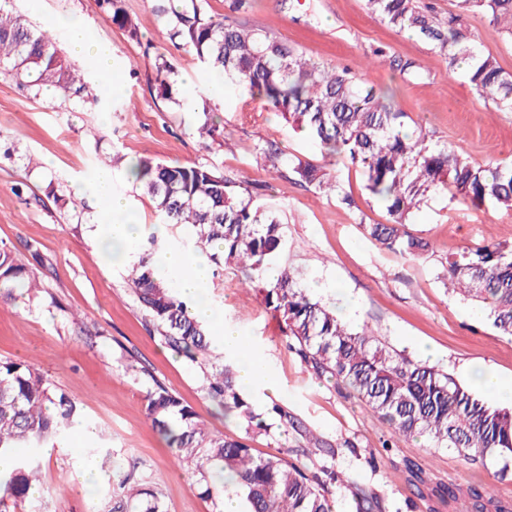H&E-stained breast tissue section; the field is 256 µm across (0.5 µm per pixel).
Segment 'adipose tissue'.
Masks as SVG:
<instances>
[{
    "label": "adipose tissue",
    "mask_w": 512,
    "mask_h": 512,
    "mask_svg": "<svg viewBox=\"0 0 512 512\" xmlns=\"http://www.w3.org/2000/svg\"><path fill=\"white\" fill-rule=\"evenodd\" d=\"M59 24L67 31L73 54L90 57L100 75L111 73L113 50L110 44L96 41L79 17L60 19ZM142 233V224L131 220L115 221L106 224L104 242L113 258L129 261L136 255V245ZM159 262L171 274L176 292L194 299L192 313L195 318L203 323L212 321V308L202 299L208 280L206 265L196 254L177 247L167 248L160 255Z\"/></svg>",
    "instance_id": "1"
}]
</instances>
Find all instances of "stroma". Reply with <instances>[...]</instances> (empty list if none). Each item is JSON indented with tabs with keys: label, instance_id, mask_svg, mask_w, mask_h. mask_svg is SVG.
Segmentation results:
<instances>
[{
	"label": "stroma",
	"instance_id": "obj_1",
	"mask_svg": "<svg viewBox=\"0 0 512 512\" xmlns=\"http://www.w3.org/2000/svg\"><path fill=\"white\" fill-rule=\"evenodd\" d=\"M250 3L245 13L234 0H207L206 9L228 23L253 19L306 57L349 68L376 89L392 90L394 106L473 161L512 162V112L479 97L461 74L449 73L447 61L425 40L381 23L365 0ZM124 5L138 24V38L113 24L100 0H14L15 10L40 29H52L63 15L82 18L118 58L111 76L101 77L92 60L71 56L88 81L89 103L35 97L20 91L11 76L0 75V242L12 247L39 281L38 288L0 298V359L28 362L53 386L76 396L90 441L111 436L112 464L137 463L165 512H218V507L201 497L146 419L147 376L190 404L208 432L246 437L259 454L296 445L295 431L276 424L267 434L246 433L238 419L205 399L206 365L230 360L222 341L228 323L261 350L278 384L273 392L250 390L255 413L265 414L274 401L286 406L315 435L336 444V471L374 487L388 512H400L409 499L416 503L413 512H430L429 499L417 497L407 480L409 461L438 482L483 485L512 501V477H497L495 461L472 462L422 439L385 447L387 424L336 383L311 374L286 347L282 323L262 294L241 287L234 268L209 269L206 291L215 318L208 324L212 345L205 363L176 355L148 326L123 267L112 264L100 247L106 208L84 190L96 170L112 168L117 151L129 161L150 156L170 165L210 164L242 182L255 200L278 204L286 240L279 265L290 268L326 306H335V290L344 288L355 302L353 328L371 329L394 349L451 373L468 388L473 382L467 372L476 367L512 375V338L498 335L484 313L448 291L442 281L445 261L472 242H512V213L460 205L439 194L409 226L430 242L427 258L414 261L380 249L363 227L386 222L387 215L365 190L360 171L343 162L332 169L354 200L350 207L294 177L270 174L257 145L273 141L287 156L314 163L322 160L319 147L261 100L228 83L216 87L196 55L170 41L152 0ZM463 23L512 73V38L477 14L464 16ZM160 54L175 68L166 99L155 90ZM398 59L417 63L420 75L400 77L394 68ZM184 100L206 106L207 114L182 111ZM208 115L215 129L202 138L196 128ZM131 354L147 376L126 372ZM43 462L41 483L52 491L48 512H91V492L74 481V473L91 466L104 483L112 474V465L86 460L72 444L52 449Z\"/></svg>",
	"mask_w": 512,
	"mask_h": 512
}]
</instances>
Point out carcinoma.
Instances as JSON below:
<instances>
[{
    "label": "carcinoma",
    "instance_id": "obj_1",
    "mask_svg": "<svg viewBox=\"0 0 512 512\" xmlns=\"http://www.w3.org/2000/svg\"><path fill=\"white\" fill-rule=\"evenodd\" d=\"M155 13L169 27V38L193 51L203 66L224 81L291 120L320 145L323 163L285 159L273 142L256 149L274 173L288 169L300 182L333 193L350 206L330 166L340 157L360 169L365 188L385 208L384 224L364 225L378 246L401 257L419 259L430 243L407 225L432 192H442L473 207L490 204L512 211V162L480 165L464 153L435 142L426 127L387 102L386 96L352 75L297 53L280 38L248 25L209 15L202 0H154ZM367 10L385 25L425 38L448 60V70L463 71L475 92L512 112V73L482 51L461 24L469 13L500 26L512 38V0H456V11L441 19L420 0H365ZM112 22L138 37V26L124 0H102ZM37 97L54 88L68 100L85 101L87 83L66 59L54 37L35 29L0 0V71ZM157 94L169 96L173 73L167 58L155 59ZM127 174L148 196L162 224L191 227L188 245L204 251L218 268L230 266L243 283L263 293L279 315L286 346L318 378H331L371 409L391 429L392 442L425 438L435 448H453L469 460L490 458L497 475L512 473V411L488 405L434 366L415 362L363 328L353 330L335 309L316 300L286 267L276 264L284 248L276 209L253 203L249 190L208 164L172 166L151 157L129 163ZM167 247L151 233L138 259L127 269L133 296L167 347L196 363L210 349L208 331L191 313L193 303L166 284L157 257ZM451 292L481 304L501 336L512 337V244L475 243L446 260ZM32 272L15 253L0 245V296L31 286ZM204 397L246 430H266L238 381L232 364L204 372ZM144 414L176 459L187 466L201 495L210 500L234 489L242 512H332L333 488L350 490L355 512H384L377 491L357 484L324 465L309 475L298 457L335 459L338 448L298 424L288 409L272 403L267 414L297 429L301 442L289 453L258 456L243 437L211 434L192 406L158 380L143 397ZM83 418L78 398L52 387L25 362L0 360V455L14 457L13 469L0 474V497L24 501L39 487L40 449L66 443ZM113 483L93 497L92 512H164L157 492L145 487L135 468L113 467ZM461 489L437 484L430 496L440 503L459 498ZM470 512H512V502L494 498L481 486L467 488Z\"/></svg>",
    "mask_w": 512,
    "mask_h": 512
}]
</instances>
